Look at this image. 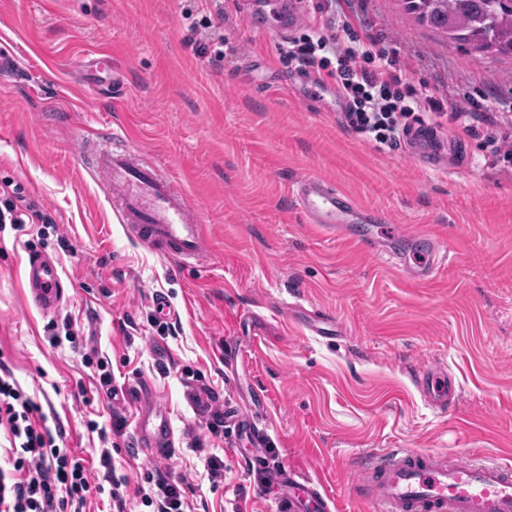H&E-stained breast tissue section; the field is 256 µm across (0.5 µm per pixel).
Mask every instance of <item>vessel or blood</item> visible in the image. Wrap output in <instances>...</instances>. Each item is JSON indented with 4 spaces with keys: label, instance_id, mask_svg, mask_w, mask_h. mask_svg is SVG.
Masks as SVG:
<instances>
[{
    "label": "vessel or blood",
    "instance_id": "1",
    "mask_svg": "<svg viewBox=\"0 0 512 512\" xmlns=\"http://www.w3.org/2000/svg\"><path fill=\"white\" fill-rule=\"evenodd\" d=\"M269 6L271 20L263 28L265 35H286L298 22L288 0H269ZM288 91L295 98L321 103L330 89L302 77L289 83ZM121 139L115 129H96L87 135L109 203L140 241L185 263L199 260L208 239L199 211L159 166L129 150L116 149ZM295 203L307 223L325 234L363 245L390 260L412 281L431 280L447 258L443 245L420 256L403 251L402 243L417 241V234L397 227L391 236H384L381 227L390 223L388 213L359 206L323 176L303 177L296 186ZM26 277L34 305L44 311L55 309L63 295L57 266L42 258L32 259ZM295 315L306 330L325 340L343 333L336 317L323 310L299 308ZM417 384L425 402L437 413H448L459 401L456 381L442 366L419 372ZM133 399L138 410L135 435L141 448L152 455L168 454L174 446V429L167 409L148 385L140 386ZM235 418L254 439L251 463H263L267 456L264 431L253 416L239 412ZM355 484L372 512H512V466L499 461L396 448L361 465Z\"/></svg>",
    "mask_w": 512,
    "mask_h": 512
}]
</instances>
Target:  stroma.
Listing matches in <instances>:
<instances>
[{
  "mask_svg": "<svg viewBox=\"0 0 512 512\" xmlns=\"http://www.w3.org/2000/svg\"><path fill=\"white\" fill-rule=\"evenodd\" d=\"M240 2L220 0L229 49L208 59L185 42L194 0H0V51L23 68L0 77V188L18 190L29 216L21 231L0 224V359L91 473L111 451L128 478L124 512H152L142 490L159 471L185 478L189 512H281L279 487L249 465L250 434L214 420L247 405L267 420L271 465L321 481L332 512H369L354 485L373 450L512 463V168L494 165L490 127L467 135L444 122L435 144L376 150L340 113L289 96L278 40L259 36ZM336 8L397 52L409 86L481 111L512 106V59L445 42L400 0ZM101 50L120 82L88 67ZM90 126L125 129L127 147L185 191L209 227L203 262L181 264L126 232L82 158ZM312 173L434 234L448 247L436 276L409 280L307 224L291 190ZM37 256L60 271L63 299L48 313L26 293ZM295 303L332 311L345 335L327 343L298 329ZM68 328L79 345L51 343ZM100 360L115 396L99 384ZM433 364L460 390L445 417L415 385ZM145 383L175 427L164 456L135 445L129 396ZM213 456L224 462L215 481Z\"/></svg>",
  "mask_w": 512,
  "mask_h": 512,
  "instance_id": "obj_1",
  "label": "stroma"
}]
</instances>
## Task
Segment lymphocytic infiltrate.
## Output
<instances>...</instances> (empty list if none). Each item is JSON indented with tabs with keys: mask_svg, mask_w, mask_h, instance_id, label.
I'll return each instance as SVG.
<instances>
[{
	"mask_svg": "<svg viewBox=\"0 0 512 512\" xmlns=\"http://www.w3.org/2000/svg\"><path fill=\"white\" fill-rule=\"evenodd\" d=\"M279 58L289 72L333 86L345 104L348 128L373 142L377 149H394L412 130L409 118L428 112L447 118L464 132H473L471 108L447 97L421 93L406 85L393 51L375 39L358 38L352 25L335 10L323 7L299 34L288 36ZM494 126L495 154L512 163V114H486ZM0 435L11 463L0 468V512H83L92 491H108L120 501L126 477L117 475L110 454H102V481L70 449L57 444L40 404L20 388L5 362L0 361Z\"/></svg>",
	"mask_w": 512,
	"mask_h": 512,
	"instance_id": "1",
	"label": "lymphocytic infiltrate"
}]
</instances>
